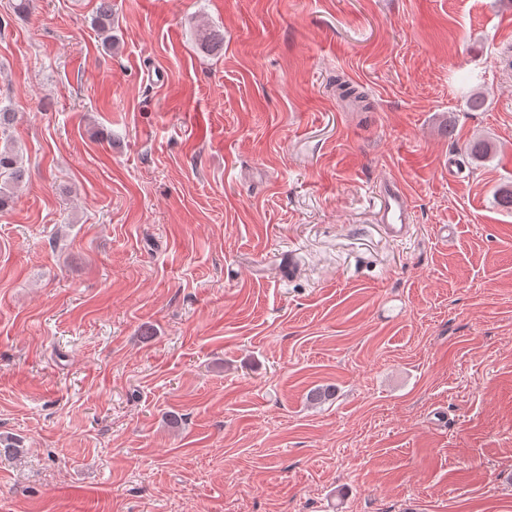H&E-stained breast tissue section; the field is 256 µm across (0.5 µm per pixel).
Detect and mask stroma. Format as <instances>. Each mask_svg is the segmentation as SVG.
Wrapping results in <instances>:
<instances>
[{
    "label": "stroma",
    "instance_id": "1",
    "mask_svg": "<svg viewBox=\"0 0 512 512\" xmlns=\"http://www.w3.org/2000/svg\"><path fill=\"white\" fill-rule=\"evenodd\" d=\"M113 2L0 0V512H512V0ZM95 15L92 24L95 29L106 38V41L112 47V0H98ZM24 169L12 142L5 138L0 145V211L6 210L13 202L15 193L21 187ZM379 195V222L385 233L394 239L406 237L412 226V207L405 188L399 181L387 179L380 185Z\"/></svg>",
    "mask_w": 512,
    "mask_h": 512
}]
</instances>
